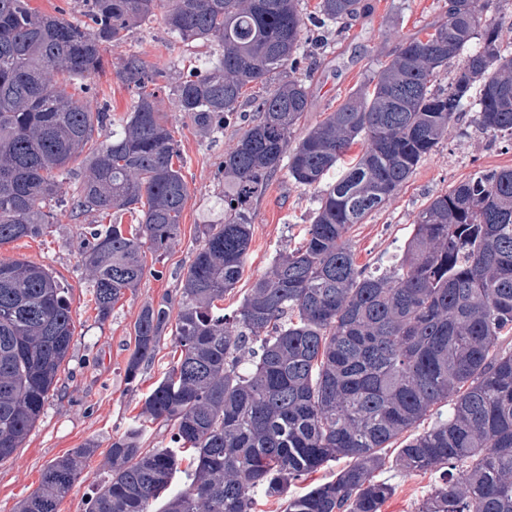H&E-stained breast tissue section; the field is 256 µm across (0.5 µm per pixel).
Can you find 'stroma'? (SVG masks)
Returning a JSON list of instances; mask_svg holds the SVG:
<instances>
[{
    "mask_svg": "<svg viewBox=\"0 0 512 512\" xmlns=\"http://www.w3.org/2000/svg\"><path fill=\"white\" fill-rule=\"evenodd\" d=\"M364 2L366 11L343 31L309 28L299 75L309 89L310 108L300 120L296 136H303L325 113L336 110L390 59L397 46L393 32L412 35L445 20V0ZM128 53L137 54L165 74L159 109L173 132L188 187L180 234L163 256L147 254L138 288L125 292L104 320L94 309L80 257L84 233L88 225L99 223V216H75L68 207L57 206L46 235L0 246V261L27 260L53 272L68 290L75 325L72 348L54 394L13 459L0 464V512H18L21 502L38 488L40 476L51 461L91 442L97 451L59 507V512H82L92 485L107 475V450L113 435L122 433L139 413L144 394L173 362L172 334L167 331L138 386L127 384L125 367L135 348L134 324L139 312L148 303L176 307L181 276L202 243L203 225L224 216L221 163L236 142L238 128L232 124L217 133L197 127L177 111L167 91L183 74L210 68L218 59L219 47L210 42L181 41L156 19L143 22L120 48L106 54L104 73L87 81L78 100L92 104L103 99L113 115L126 113L135 101V91L118 80L115 71ZM474 117V108L464 107L448 139L422 160L411 179L364 223L352 226L348 237L358 264L388 268L400 255L418 212L431 197L467 180L479 169L512 168L507 138L478 132ZM314 207L313 191L295 184L286 171L270 178L265 193L253 204L250 250L239 282L224 297L225 312L238 308L279 250L300 241ZM384 456L385 464L375 476L392 484L394 492L380 512H417L438 483L439 471H400L392 447L385 449Z\"/></svg>",
    "mask_w": 512,
    "mask_h": 512,
    "instance_id": "stroma-1",
    "label": "stroma"
}]
</instances>
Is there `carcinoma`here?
Wrapping results in <instances>:
<instances>
[{"instance_id": "obj_1", "label": "carcinoma", "mask_w": 512, "mask_h": 512, "mask_svg": "<svg viewBox=\"0 0 512 512\" xmlns=\"http://www.w3.org/2000/svg\"><path fill=\"white\" fill-rule=\"evenodd\" d=\"M161 2L81 0L78 25L30 0H0V245L44 235L53 201L76 214L130 215L127 228L85 232L81 261L103 320L139 285L145 250L160 257L177 239L188 188L157 105L160 69L125 57L115 75L136 101L117 125L108 106L92 112L68 87L102 72L104 53L158 16L183 41L223 48L205 74L169 88L195 124L231 119L246 86L263 88L222 161L224 219L203 225L181 280L179 357L112 438L108 475L85 512H255L259 495L285 500L284 512H380L393 488L373 473L398 439L401 470L442 468L418 512H512V346L503 345L512 333V168L480 169L430 198L385 272L358 265L347 239L448 138L465 104L477 106L479 131L512 136V46L487 15L492 0H448L444 23L399 37L366 86L297 141L309 108L296 76L299 0H167L159 16ZM363 7L320 0V24L347 23ZM447 70L445 93L434 81ZM356 144L361 152L345 161ZM83 154L69 196L64 180ZM284 162L294 183L317 191L311 223L226 314L218 303L240 279L252 205ZM170 321L167 306L142 307L127 384ZM73 333L67 292L50 270L0 262V464L43 414ZM443 402L448 417L413 432ZM147 422L170 427V447H143ZM95 452L86 443L55 459L19 512H59ZM340 458L351 464L335 479L288 496ZM181 471L184 486L173 491Z\"/></svg>"}]
</instances>
